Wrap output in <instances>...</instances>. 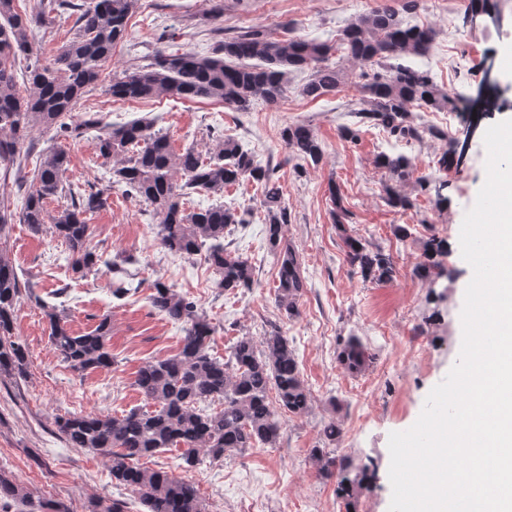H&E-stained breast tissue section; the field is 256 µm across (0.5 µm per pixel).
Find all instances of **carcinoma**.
<instances>
[{
	"mask_svg": "<svg viewBox=\"0 0 512 512\" xmlns=\"http://www.w3.org/2000/svg\"><path fill=\"white\" fill-rule=\"evenodd\" d=\"M135 2L39 0L38 11L23 15L16 9V0H0V178H9L28 161V142L36 128L53 129L65 140L96 131L98 154L112 164V183L152 206L159 217L160 247L188 257L204 254V262L216 275L215 286L223 291L254 285L252 263L224 249V231L232 224L250 223L251 211L215 205L189 212L185 200L200 192L222 195L227 186L252 181L261 191L268 245L276 259L275 304L287 316L296 315L306 282L297 254L285 238L288 209L273 170L229 136L217 138L214 147L204 153L194 148L176 153L167 136L151 132L145 123L107 125L75 112L81 96L96 85L102 63L125 38ZM418 4L419 0H403L399 10L385 6L362 15L342 30L339 41L351 59L377 67L373 74H365L366 82L360 86L361 108L356 114L361 122L384 129L397 141L420 142L428 136L447 142L448 149L435 162L436 172L444 173L448 155L455 152L454 142L437 128L414 123L409 110L413 105L426 111L457 103L454 95L439 88L430 71L414 63L429 55L435 40L432 29L404 21L403 14ZM69 11L76 14V39L60 48L50 66L23 65L32 52L34 29L52 22L51 13ZM332 55L333 46L325 42L254 26L224 38L211 56L159 50L144 67L114 72L111 94L121 100L163 95L208 99L245 112L258 99L279 103L287 96L291 73L309 69L310 78L299 92L314 100L342 82L341 70L330 62ZM282 139L292 157L307 164L322 162L323 145L309 126L290 124L283 129ZM69 165V153L61 147L40 155L20 211L14 212L11 203L0 198V232L16 216L36 234L50 231L69 251L72 270L84 277L101 265L115 266L88 246L90 215L107 206L110 187H74L67 182ZM376 166L388 175L392 206L402 210L413 208L415 199L400 194L397 186L412 180L425 192L434 181L431 174L415 176L416 165L403 153L381 152ZM329 198L352 270L365 281H392L396 274L393 255L353 235L345 224L348 210L339 187L329 186ZM58 199L65 204L52 215L48 202ZM446 251L445 242L433 236L425 240L418 273L431 280L448 275L440 260ZM5 252L6 242L0 241V374L20 377L26 372L27 360L25 345L14 335L21 281ZM149 300L156 312L184 325L174 354L150 360L135 373L134 386L152 409H132L112 417H60L57 430L70 447L107 458L112 478L136 494L147 512H207L193 482L140 461L174 448L185 467L194 468L205 457L219 460L260 446L273 448L281 437L284 417L307 414L312 394L293 346L280 330L268 332L259 343L241 336L220 359L210 353L215 326L193 300L160 281L154 284ZM44 313L51 349L60 362L78 372L110 368L115 363L109 350L112 326L108 318L78 334L55 308L46 306ZM336 360L345 371L358 374L369 369L372 355L358 337L349 336L339 343ZM215 401L221 407L210 408ZM320 436L324 447L311 449L312 459L319 472L336 476V490L348 497L368 474L363 471L353 476L351 463L336 461L334 445L341 436L336 422L324 424ZM0 501L25 503L37 512H70L60 500L33 498L1 466ZM86 509L126 512L118 499L110 504L92 499Z\"/></svg>",
	"mask_w": 512,
	"mask_h": 512,
	"instance_id": "cac0c4a2",
	"label": "carcinoma"
}]
</instances>
